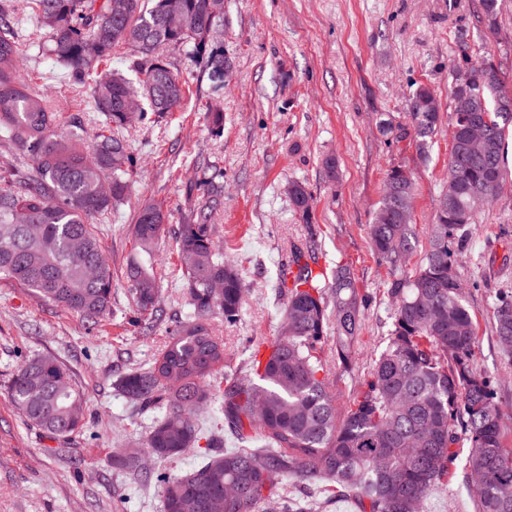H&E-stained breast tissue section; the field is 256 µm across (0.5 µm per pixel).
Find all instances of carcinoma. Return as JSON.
Here are the masks:
<instances>
[{
	"label": "carcinoma",
	"mask_w": 512,
	"mask_h": 512,
	"mask_svg": "<svg viewBox=\"0 0 512 512\" xmlns=\"http://www.w3.org/2000/svg\"><path fill=\"white\" fill-rule=\"evenodd\" d=\"M46 36L44 50L66 69L69 89L92 87L99 132L91 145L58 132L62 114L38 85L18 69L20 26ZM224 26V0H126L112 15V0H27L18 12L0 0V143L17 164L0 167V279L15 281L45 301L79 314L94 329L112 307V270L93 224L130 194L138 164L128 136L133 123H160L186 94L167 50L174 49L213 82L224 67V45L210 38ZM118 48L129 49L125 69L95 74ZM470 83L452 98L448 128L454 136L448 186L440 195L436 222L426 225L428 249L414 268L404 262L417 243V227L399 224L414 211L412 173L391 167L382 198L368 226L374 254L388 274L393 302L387 344L368 379L346 409L336 412L330 390L331 353L348 373L370 298L360 293L350 268L338 265L331 278L309 263L313 198L300 181L288 183L293 213L308 228L293 242L277 288L287 295L279 336L256 346L245 371L226 363L217 318L233 325L246 298L241 269L224 261L215 217L224 208V169L196 167L187 194L193 206L175 231L182 295L190 315L179 322L153 361L122 376L117 387L142 411L164 410L143 442L127 447L113 463L143 470L149 453L165 464L156 472L162 512H303L284 483L293 478L322 483L336 497H351L362 512H419L426 495L457 467L456 445L469 443L462 467L471 480L477 512H512V449L503 443L495 381L473 370L476 327L463 296L457 256L467 242L476 212L470 200H493L505 177V137L512 111L496 110L505 94L501 70L485 58L469 63ZM407 124L389 117L380 129L396 139L410 137L422 156L441 126L432 89L417 86L408 99ZM489 119L488 147L474 161L459 155L473 120ZM211 132H224V112L211 105ZM170 215L144 203L133 227L137 247L151 254ZM298 265L293 281L287 271ZM125 279L136 321L158 320L160 278L141 259L127 264ZM495 333L512 351V293L498 295ZM224 385L213 388L216 375ZM8 392L24 420L53 438L78 432L85 393L51 354L25 360ZM220 401L224 437L232 448L217 449L216 434L199 464L187 473L170 465L203 438L200 414Z\"/></svg>",
	"instance_id": "carcinoma-1"
}]
</instances>
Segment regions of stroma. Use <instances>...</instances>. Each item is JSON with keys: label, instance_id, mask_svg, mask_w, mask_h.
<instances>
[{"label": "stroma", "instance_id": "stroma-1", "mask_svg": "<svg viewBox=\"0 0 512 512\" xmlns=\"http://www.w3.org/2000/svg\"><path fill=\"white\" fill-rule=\"evenodd\" d=\"M501 3L491 28L480 0H224L231 74L223 87L191 74L177 57L189 82L179 109L167 121L129 131L139 150L133 192L95 226L112 266L110 315L90 330L76 313L0 280V512H161L154 480L112 465L157 417L128 403L116 382L147 365L189 312L174 231L191 205L185 187L202 159L224 170L219 240L249 288L239 321L221 329L231 366L245 364L252 345L278 335L285 299L272 285L291 242L305 233L287 193L290 181H301L314 199L318 268L349 266L359 290L373 298L353 371L329 375L337 408L348 406L391 327L388 274L368 234L386 173L398 165L413 173L414 222L421 228L434 223L448 181V129H440L423 158L412 140L383 134L380 117L406 123L407 98L421 84L449 109L452 72L469 55H491L512 90V0ZM20 53L26 79L59 100L54 60L39 54L29 36L21 37ZM210 99L224 112L219 137L201 108ZM328 157L336 160L333 181L323 167ZM146 201L171 215L153 256L164 318L150 330L134 323L124 278L137 255L131 228ZM458 272L477 331L473 368L498 380L504 442L512 448V355L500 346L493 318L496 294L512 291V153L501 192L471 227ZM37 354L55 355L87 394L84 428L69 438L28 426L9 398L13 373ZM423 512H476L464 472L431 491Z\"/></svg>", "mask_w": 512, "mask_h": 512}]
</instances>
